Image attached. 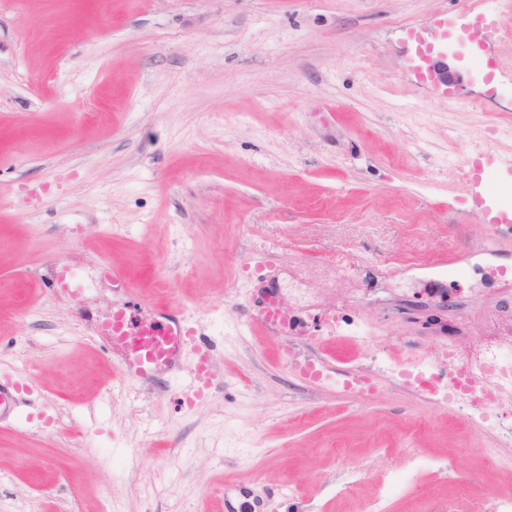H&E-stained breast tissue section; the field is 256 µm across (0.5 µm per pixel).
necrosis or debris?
<instances>
[{"mask_svg":"<svg viewBox=\"0 0 512 512\" xmlns=\"http://www.w3.org/2000/svg\"><path fill=\"white\" fill-rule=\"evenodd\" d=\"M449 381L438 386L433 366L423 357L401 362L384 352L371 356L375 370L403 369L406 379L417 388L429 391L470 419L493 429L504 445H512V342L484 340L466 353L445 350ZM432 459L409 453L406 467L393 470L372 502V512H384L387 502L406 493L415 474L431 467Z\"/></svg>","mask_w":512,"mask_h":512,"instance_id":"4bbe7bcc","label":"necrosis or debris"}]
</instances>
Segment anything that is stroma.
<instances>
[{
    "mask_svg": "<svg viewBox=\"0 0 512 512\" xmlns=\"http://www.w3.org/2000/svg\"><path fill=\"white\" fill-rule=\"evenodd\" d=\"M444 43L442 83L417 52ZM494 115L512 120L494 0H0V376L26 386L0 424V512H367L406 448L447 470L388 512L512 493L485 454L512 446L351 365L326 329L438 377L442 349L512 336ZM60 259L82 294L50 290ZM107 265L182 307L211 346L207 394L184 397L192 346L155 389L120 381L101 325L127 295ZM272 294L287 324L269 330ZM417 297L447 304V334L398 314ZM328 352L373 392L306 375ZM350 465L363 478L337 495Z\"/></svg>",
    "mask_w": 512,
    "mask_h": 512,
    "instance_id": "1",
    "label": "stroma"
}]
</instances>
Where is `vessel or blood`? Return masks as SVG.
<instances>
[{"label":"vessel or blood","mask_w":512,"mask_h":512,"mask_svg":"<svg viewBox=\"0 0 512 512\" xmlns=\"http://www.w3.org/2000/svg\"><path fill=\"white\" fill-rule=\"evenodd\" d=\"M52 287L61 294L80 292L85 279L67 261H56ZM143 308L137 297L116 306L104 331L107 339L119 346L118 374L124 382L148 387L162 375L179 367L193 334L184 318L173 316L169 308H161L150 323L135 325Z\"/></svg>","instance_id":"obj_1"}]
</instances>
